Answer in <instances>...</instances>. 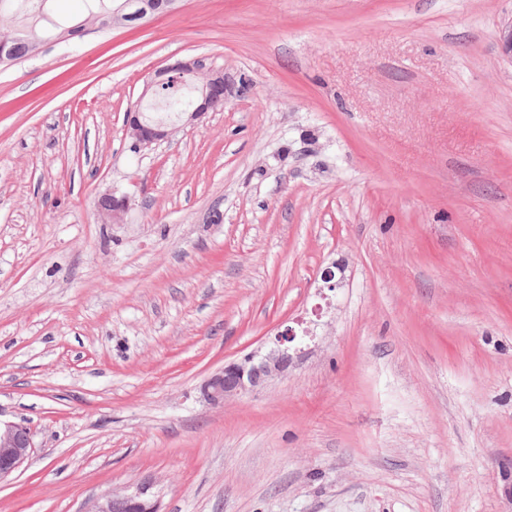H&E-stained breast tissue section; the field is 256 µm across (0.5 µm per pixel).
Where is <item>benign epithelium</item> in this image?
Here are the masks:
<instances>
[{
    "mask_svg": "<svg viewBox=\"0 0 512 512\" xmlns=\"http://www.w3.org/2000/svg\"><path fill=\"white\" fill-rule=\"evenodd\" d=\"M200 68L199 62L178 61L154 71L145 90L160 87L181 75ZM224 74L209 73L198 88L195 105L180 115L184 125H195L205 114L215 111V94L225 96ZM172 133L162 121H149L135 107L127 111L126 135L138 149L157 146L167 141ZM130 208V197L103 196L97 214L104 224H120ZM296 333L286 328L276 334L272 345L264 351H255L240 361L224 365V369L210 377L203 387L206 398L219 404L264 388L271 380L283 375L293 362L292 346ZM34 448V432L22 423L0 424V481L15 472L30 456ZM88 512H160L151 486L143 484L131 493L112 492L100 496Z\"/></svg>",
    "mask_w": 512,
    "mask_h": 512,
    "instance_id": "7a95c632",
    "label": "benign epithelium"
}]
</instances>
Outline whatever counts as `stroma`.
<instances>
[{
    "label": "stroma",
    "instance_id": "stroma-1",
    "mask_svg": "<svg viewBox=\"0 0 512 512\" xmlns=\"http://www.w3.org/2000/svg\"><path fill=\"white\" fill-rule=\"evenodd\" d=\"M48 15L0 68V421L35 442L0 512L146 481L161 512H507L512 0ZM178 59L223 72V110L131 152L127 110ZM289 326L287 374L205 399ZM130 202V197L125 194L113 202L112 193L105 194L97 207L98 218L104 224H120L130 208Z\"/></svg>",
    "mask_w": 512,
    "mask_h": 512
}]
</instances>
